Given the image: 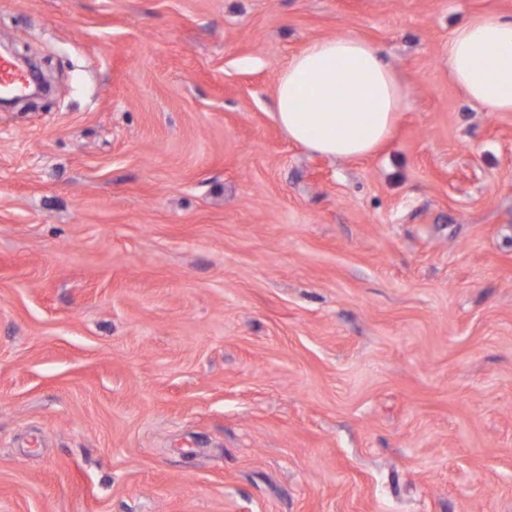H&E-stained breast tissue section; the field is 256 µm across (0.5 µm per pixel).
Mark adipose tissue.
Masks as SVG:
<instances>
[{
	"mask_svg": "<svg viewBox=\"0 0 512 512\" xmlns=\"http://www.w3.org/2000/svg\"><path fill=\"white\" fill-rule=\"evenodd\" d=\"M448 73L487 111L512 112V19L484 14L453 29ZM404 105L382 49L354 35L309 42L280 70L273 95L288 139L330 160L376 153Z\"/></svg>",
	"mask_w": 512,
	"mask_h": 512,
	"instance_id": "ef3b65f1",
	"label": "adipose tissue"
}]
</instances>
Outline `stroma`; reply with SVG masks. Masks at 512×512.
Masks as SVG:
<instances>
[{"label": "stroma", "instance_id": "1", "mask_svg": "<svg viewBox=\"0 0 512 512\" xmlns=\"http://www.w3.org/2000/svg\"><path fill=\"white\" fill-rule=\"evenodd\" d=\"M512 0H0V512H512V112L448 38ZM380 47L374 155L292 143L317 38ZM20 94L26 90V77L18 73L13 65L0 57V90Z\"/></svg>", "mask_w": 512, "mask_h": 512}]
</instances>
